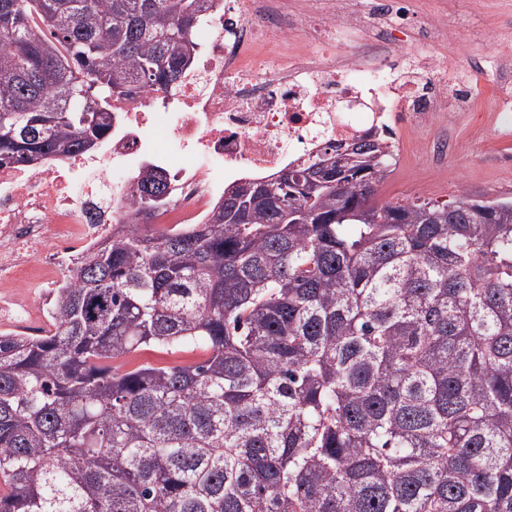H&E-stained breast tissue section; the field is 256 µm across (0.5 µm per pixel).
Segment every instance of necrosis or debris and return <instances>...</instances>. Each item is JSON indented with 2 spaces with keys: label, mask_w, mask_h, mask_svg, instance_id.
I'll list each match as a JSON object with an SVG mask.
<instances>
[{
  "label": "necrosis or debris",
  "mask_w": 512,
  "mask_h": 512,
  "mask_svg": "<svg viewBox=\"0 0 512 512\" xmlns=\"http://www.w3.org/2000/svg\"><path fill=\"white\" fill-rule=\"evenodd\" d=\"M362 0H221L194 39L195 74L178 92L114 102L102 153L46 166L0 164V325L36 335L31 289L55 285L133 211L132 170L151 163L169 192L146 218L161 234L207 223L226 185L261 179L327 144L391 128L412 137L448 111L415 80L396 85L386 60L340 54Z\"/></svg>",
  "instance_id": "1"
}]
</instances>
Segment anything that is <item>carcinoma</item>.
<instances>
[{"mask_svg":"<svg viewBox=\"0 0 512 512\" xmlns=\"http://www.w3.org/2000/svg\"><path fill=\"white\" fill-rule=\"evenodd\" d=\"M218 0H0V159L102 144ZM121 224L0 332V512H512V202L379 205L384 139ZM136 202L167 194L146 166ZM196 364L119 370L145 348Z\"/></svg>","mask_w":512,"mask_h":512,"instance_id":"cac0c4a2","label":"carcinoma"}]
</instances>
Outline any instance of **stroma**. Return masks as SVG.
Listing matches in <instances>:
<instances>
[{"label": "stroma", "instance_id": "stroma-1", "mask_svg": "<svg viewBox=\"0 0 512 512\" xmlns=\"http://www.w3.org/2000/svg\"><path fill=\"white\" fill-rule=\"evenodd\" d=\"M414 22L370 40L366 53L385 41L419 47L448 66V85L466 82L473 97H459L452 116L436 115L393 159L391 173L377 188L378 203L454 200L467 193L479 200H512V128L499 108L502 86L512 82V0H407ZM439 19V33L425 28ZM496 41L474 48L488 30Z\"/></svg>", "mask_w": 512, "mask_h": 512}]
</instances>
